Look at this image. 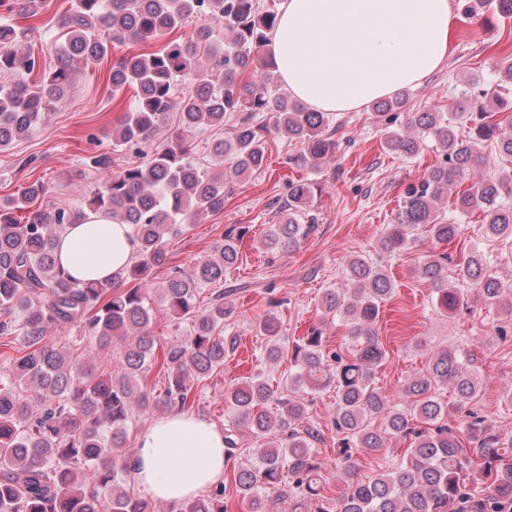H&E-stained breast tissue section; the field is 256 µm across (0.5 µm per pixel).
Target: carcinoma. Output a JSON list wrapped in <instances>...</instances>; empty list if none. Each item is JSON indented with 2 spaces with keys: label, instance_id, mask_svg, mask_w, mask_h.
I'll return each instance as SVG.
<instances>
[{
  "label": "carcinoma",
  "instance_id": "carcinoma-1",
  "mask_svg": "<svg viewBox=\"0 0 512 512\" xmlns=\"http://www.w3.org/2000/svg\"><path fill=\"white\" fill-rule=\"evenodd\" d=\"M502 18L512 19V0H477ZM224 26V48L216 50L211 28L202 26L180 41L153 52L124 56L109 79L112 96L128 87L136 99L112 129V146L138 147L155 134L170 113L179 117L178 132L146 163L124 169L85 188L83 204L74 210H30L46 191L42 182L0 201V338L21 344V355H0V512H154L152 503L129 485V429L136 418L162 410L183 409L196 396L198 382L224 368L237 337L225 335L236 313L231 292H214L210 305L198 306L208 286L224 281L239 260V243L248 233L230 227L213 246L211 256L186 273L173 268L159 288L158 300L183 335L157 350L152 334L156 309L146 289L153 271L168 265L166 237L183 223L224 209L230 180L259 171L266 162L264 126L255 118L270 114L273 127L300 146L296 162L317 170L334 152L336 141L325 112H316L281 91L279 75L259 55L277 21L275 11L258 12L255 0H75L63 19L64 36L57 64L38 81L29 76L39 67L22 48L33 27L0 23V149L29 137L59 103L74 79L75 65L104 59L112 44L132 41L148 45L182 27L191 17ZM191 89L176 94L179 82ZM403 94L373 102L381 115L399 110ZM471 134L462 139L443 112H412L409 125L418 135L387 133L393 151L413 157L431 139L442 161L410 184L393 223L386 226L382 249L398 252L413 241L419 226L439 242H451L461 225L451 224L438 205L448 188L474 173L481 164L483 141L494 140L512 160V114L489 112L473 101ZM236 112L238 126L230 141L218 140L211 157L231 160L227 174L215 176L193 159L186 135L202 126L224 125ZM512 170L482 177L460 196V208L483 214L486 232L512 238ZM307 179L288 185V219L274 225L266 246L291 249L309 235L314 219L304 224L313 203ZM27 213L20 221L18 213ZM114 224H129L137 242L132 263L103 286L79 282L57 265L59 235L89 214ZM446 253L428 256L416 274L437 295V307L453 313L467 293L477 292L489 306L512 314L495 273L479 248L471 249L448 283ZM353 288L347 294L329 289L319 304L320 320L350 325L352 348L340 353L327 347L319 328L294 339L282 335L273 311L257 328L267 337L265 357L288 358L285 387L257 374L224 391L229 408L224 442L233 458L237 435L247 433L257 454L233 469V491L248 512H500L512 504V464L504 462L502 444L488 419L470 408L482 387L470 356L446 347L428 349L427 367L413 376L398 395L375 384L376 370L387 352L375 330L381 308L394 293L391 279L366 258L349 261ZM73 326L93 336L103 348L120 347L121 366L103 373L71 347L57 344L51 333ZM164 376V390L148 384L152 370ZM336 388V458H324L317 445L320 431L306 425L305 395ZM451 388L460 426H448V407L440 390ZM410 448L387 470L348 484L336 498L325 495L334 473L348 478L359 460L384 451L396 440ZM484 478L490 493L476 495L470 484ZM227 484L175 504L171 512H228Z\"/></svg>",
  "mask_w": 512,
  "mask_h": 512
}]
</instances>
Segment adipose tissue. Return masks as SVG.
Here are the masks:
<instances>
[{
    "instance_id": "1",
    "label": "adipose tissue",
    "mask_w": 512,
    "mask_h": 512,
    "mask_svg": "<svg viewBox=\"0 0 512 512\" xmlns=\"http://www.w3.org/2000/svg\"><path fill=\"white\" fill-rule=\"evenodd\" d=\"M453 0H284L269 55L289 92L313 109L348 112L417 87L453 52ZM135 253L132 228L101 215L60 236L61 269L104 283ZM132 471L152 498L181 503L224 479V432L172 412L139 436Z\"/></svg>"
}]
</instances>
